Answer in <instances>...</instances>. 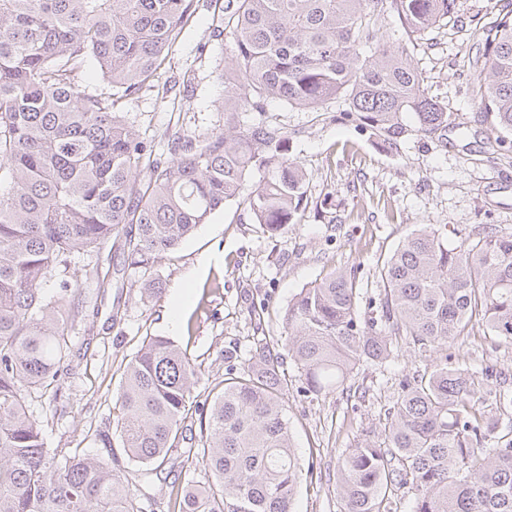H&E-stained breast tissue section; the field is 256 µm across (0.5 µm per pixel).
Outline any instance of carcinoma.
<instances>
[{
    "instance_id": "obj_1",
    "label": "carcinoma",
    "mask_w": 512,
    "mask_h": 512,
    "mask_svg": "<svg viewBox=\"0 0 512 512\" xmlns=\"http://www.w3.org/2000/svg\"><path fill=\"white\" fill-rule=\"evenodd\" d=\"M193 0H0V512H140L129 485L78 448H46L25 393L59 387L70 332L86 295L72 259L112 243L122 270L145 273L138 295L161 291L152 268L229 202L272 234L297 223L307 175L288 133L261 118L268 103L343 113L390 150L411 132L446 141L455 121L428 95L407 38L458 13L457 0H224L211 37L225 40L224 125L179 128L168 151L117 111L155 87ZM491 25L474 23L467 91L512 147V0ZM96 64L112 92L87 95ZM265 177L247 187L254 171ZM58 283L47 294L43 283ZM378 305L357 307L356 270L301 289L283 316L281 348L307 392L344 386L361 364L383 366L404 340L441 362L400 383L384 427L338 461L343 512H390L408 488L410 512H512V396L483 406L490 368L448 367V342L478 325L512 338V234L485 226L464 240L433 224L407 237L376 271ZM219 392L194 393L201 366L162 336L145 337L124 366L116 432L128 460L151 465L196 450L204 481L169 497L168 512H293L302 463L285 408L283 355L265 339ZM199 422H186L187 404Z\"/></svg>"
}]
</instances>
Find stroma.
<instances>
[{"label":"stroma","mask_w":512,"mask_h":512,"mask_svg":"<svg viewBox=\"0 0 512 512\" xmlns=\"http://www.w3.org/2000/svg\"><path fill=\"white\" fill-rule=\"evenodd\" d=\"M193 7L160 71L159 90L123 102L128 121L161 151L167 130L207 129L223 117L218 101L224 93V43L209 36L220 9L213 0H193ZM458 7V18L415 41L400 28L390 32L394 43L407 47L429 95L459 117L460 126L448 129L447 144L410 134L392 151L370 131L338 120L341 101H332L324 112L274 103L265 118L287 130L288 154L308 174L298 223L273 236L247 209L226 204L156 265L164 291L146 302L135 296L116 304L119 287L139 275L116 270L111 245L76 258L74 283L85 288L89 305L98 306L99 313L70 337L72 370L58 393L29 400L46 447H79L107 456L100 435L114 433L120 415V369L145 336L169 337L199 362L198 389L207 391L228 377L225 351L245 355L257 339L280 341L289 301L328 273L357 267L364 285L359 306L367 308L378 293L377 260L399 248L418 225H437L455 240L481 224L512 233V153L497 155L495 138L467 92L468 59L475 47L468 21L475 16L492 21L502 4L458 0ZM88 261L109 273L112 286L105 297L78 276ZM260 303L267 310L257 318L251 307ZM448 362L474 370L490 366L512 378V340L474 328L449 342ZM435 363V353L405 344L387 371L361 365L344 388L320 396L306 393L297 372L289 371L285 405L303 464L296 512H341L339 457L367 432L382 428L384 409L405 376ZM167 458L159 475L139 483L135 497L141 512H168L175 479L204 477L189 449H172ZM173 460L182 462L181 472L171 471Z\"/></svg>","instance_id":"35a3bbf8"}]
</instances>
